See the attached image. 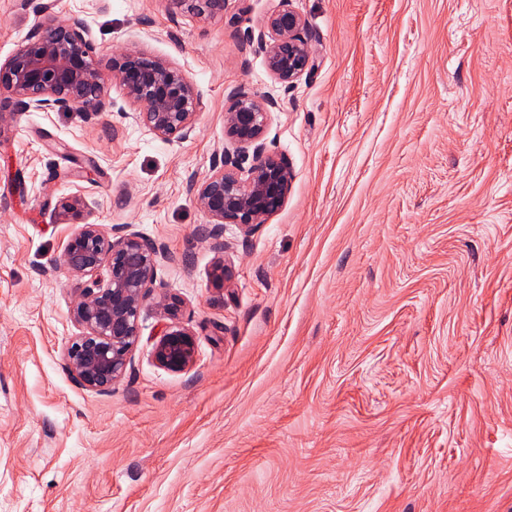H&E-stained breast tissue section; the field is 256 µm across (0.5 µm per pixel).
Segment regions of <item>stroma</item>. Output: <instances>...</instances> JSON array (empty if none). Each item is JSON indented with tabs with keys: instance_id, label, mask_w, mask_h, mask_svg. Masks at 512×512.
I'll return each mask as SVG.
<instances>
[{
	"instance_id": "35a3bbf8",
	"label": "stroma",
	"mask_w": 512,
	"mask_h": 512,
	"mask_svg": "<svg viewBox=\"0 0 512 512\" xmlns=\"http://www.w3.org/2000/svg\"><path fill=\"white\" fill-rule=\"evenodd\" d=\"M279 5L0 0V61L80 21L101 66L139 47L201 101L182 143L130 104L0 121V512H512V0H292L311 58L288 86L258 45ZM242 92L275 100L292 181L219 248L189 186ZM75 193L168 253L190 369L154 362L148 303L111 393L69 377L49 266ZM171 2L185 6L188 12H191L200 20H208L224 13V0H170Z\"/></svg>"
}]
</instances>
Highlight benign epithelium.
Here are the masks:
<instances>
[{
	"mask_svg": "<svg viewBox=\"0 0 512 512\" xmlns=\"http://www.w3.org/2000/svg\"><path fill=\"white\" fill-rule=\"evenodd\" d=\"M171 2L200 20L223 14L225 6V0ZM265 28L268 38L260 44L270 73L284 85L294 83L310 62L302 16L291 0H280ZM95 55L86 24L49 19L0 62V96L7 95L19 112L78 108L97 115L117 106L107 98L108 80L113 79L126 100L136 105V121L165 142L189 138L199 101L181 69L127 48L112 57L105 72ZM274 106L272 99L244 93L224 112V138L236 145V154L217 158L210 175L192 188L196 205L212 224L213 237L225 224L249 228L265 223L288 196V164L264 143L267 116ZM58 215L80 225L52 262V271H65L72 285V319L78 333L65 342L62 357L75 384L98 393L112 391L139 341L140 314L149 300L164 321L152 351L155 362L171 371L190 368L196 346L192 332L180 324L182 301L154 293L157 265L168 254L126 225H115L106 234L102 225L88 221V207L79 194L62 198Z\"/></svg>",
	"mask_w": 512,
	"mask_h": 512,
	"instance_id": "benign-epithelium-1",
	"label": "benign epithelium"
}]
</instances>
